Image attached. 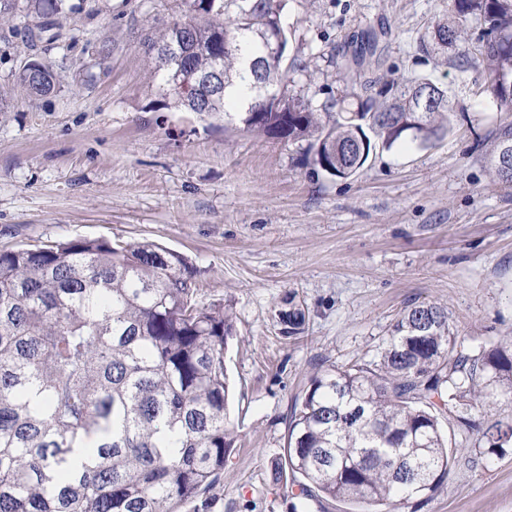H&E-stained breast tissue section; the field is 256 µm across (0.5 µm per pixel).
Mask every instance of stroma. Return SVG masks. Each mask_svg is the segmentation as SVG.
Segmentation results:
<instances>
[{"label":"stroma","instance_id":"35a3bbf8","mask_svg":"<svg viewBox=\"0 0 512 512\" xmlns=\"http://www.w3.org/2000/svg\"><path fill=\"white\" fill-rule=\"evenodd\" d=\"M176 0H64L51 25L0 19V250L105 238L186 255L197 299L222 303L238 440L209 512H288L298 485L274 480L296 399L327 365L373 359L405 309L448 311L466 343H512V187L494 180L491 131L512 123L481 94L477 69L426 59L417 39L450 0H292L293 90L318 101L358 91L336 65L353 34L384 30L365 70L380 82L430 76L453 129L407 150L376 145L349 179L315 172L308 141L243 132L173 107L145 40ZM49 63L55 89L16 80ZM306 314L298 338L282 313ZM456 452L444 484L400 512H512V444L488 454L444 428Z\"/></svg>","mask_w":512,"mask_h":512}]
</instances>
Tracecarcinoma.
<instances>
[{
    "mask_svg": "<svg viewBox=\"0 0 512 512\" xmlns=\"http://www.w3.org/2000/svg\"><path fill=\"white\" fill-rule=\"evenodd\" d=\"M40 17L63 0H25ZM287 0H182L186 9L151 43L154 76L174 108L240 123L270 139L310 141L313 165L336 178L367 162L356 143L369 129L393 146H426L452 129L448 90L427 76L368 80L352 98L290 95L296 63L269 54ZM455 24L434 22L418 50L448 58L459 27L486 30L480 63L496 109L512 107V0H452ZM368 28L344 73L376 53ZM171 55L162 53L167 46ZM224 82L205 96L181 90L176 73ZM33 95L57 76L22 70ZM494 177L512 184V124L494 133ZM194 272L179 252L151 242L84 238L0 251V512H177L224 472L237 430L229 417L224 350L233 336L223 304L196 300ZM512 394V346L467 347L448 312L406 310L377 356L328 367L295 401L276 478L299 474L303 500L365 503L373 512L435 492L453 450L440 419L477 429L471 412ZM488 453L512 442V423L482 431Z\"/></svg>",
    "mask_w": 512,
    "mask_h": 512,
    "instance_id": "1",
    "label": "carcinoma"
}]
</instances>
